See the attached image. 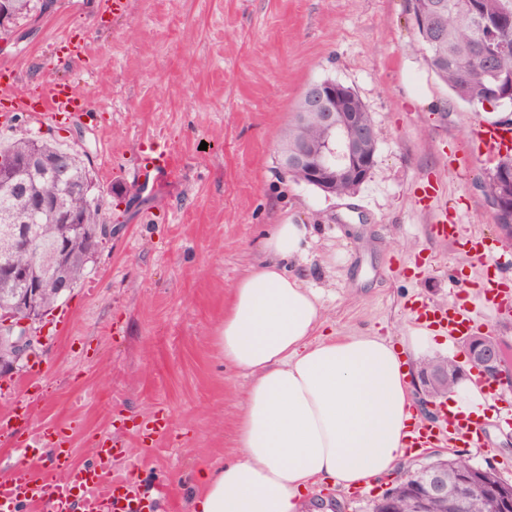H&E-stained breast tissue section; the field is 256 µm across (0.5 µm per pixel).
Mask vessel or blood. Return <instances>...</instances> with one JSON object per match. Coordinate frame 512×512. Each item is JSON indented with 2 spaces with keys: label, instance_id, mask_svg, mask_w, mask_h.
I'll list each match as a JSON object with an SVG mask.
<instances>
[{
  "label": "vessel or blood",
  "instance_id": "1",
  "mask_svg": "<svg viewBox=\"0 0 512 512\" xmlns=\"http://www.w3.org/2000/svg\"><path fill=\"white\" fill-rule=\"evenodd\" d=\"M18 75L11 65H0V108L6 112L28 114L36 123L57 124L69 121L88 111L85 98L67 81L50 80L37 92L23 93L15 84ZM477 137L491 148L512 147V128L505 130L492 124L476 128ZM172 155L153 146L141 169L144 182L150 183L171 175ZM437 182H426L417 203L431 214L432 235L442 241L458 239L459 230L448 220L447 207L438 205ZM418 322L438 326L448 336L464 335L470 329L472 313L462 304L432 306L426 303L415 308ZM44 376L29 373L23 387L28 403L0 412V441L19 448L25 463L13 466L0 475V512H20L22 507L48 506L50 512H154L155 500L144 492L130 476L112 474V460L130 455L123 440L106 437L94 449L95 463L74 465L67 426L47 422L31 427L33 399L42 392ZM411 448H430L443 442L462 439L469 447L479 448L483 439L467 419L448 417L438 409L431 422L413 423L408 434Z\"/></svg>",
  "mask_w": 512,
  "mask_h": 512
}]
</instances>
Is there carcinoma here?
Returning <instances> with one entry per match:
<instances>
[{
    "label": "carcinoma",
    "mask_w": 512,
    "mask_h": 512,
    "mask_svg": "<svg viewBox=\"0 0 512 512\" xmlns=\"http://www.w3.org/2000/svg\"><path fill=\"white\" fill-rule=\"evenodd\" d=\"M8 21L25 18L35 11L32 0H7ZM416 18L425 24L415 28L416 43L424 54L428 67L447 84L455 100L473 107L483 106L494 93L512 84V50L500 54L490 69L474 63L483 45L481 18L512 15V0H409ZM61 146L55 142L22 134L0 143V155L12 156L16 165L11 179L25 183L37 194L57 201L55 210L30 216L34 196L9 195L0 190V262L14 259L26 266L29 277L40 284L39 305L45 314L63 301L58 291L62 280L76 288L86 276L94 252L104 240L101 218L102 199L95 193L96 184L91 170L80 154L71 152V172L61 184H56L39 172L24 165L36 153L49 161L58 157ZM500 169H512V155L498 158L483 183L488 198H500L508 188L497 177ZM77 210L82 222L77 226L62 224L58 215ZM25 221L38 241L30 251L15 250L13 221ZM67 248L58 251L61 242ZM25 284L0 278V310L12 309L22 301Z\"/></svg>",
    "instance_id": "cac0c4a2"
}]
</instances>
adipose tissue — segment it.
Masks as SVG:
<instances>
[{"mask_svg":"<svg viewBox=\"0 0 512 512\" xmlns=\"http://www.w3.org/2000/svg\"><path fill=\"white\" fill-rule=\"evenodd\" d=\"M311 228L278 224L266 259L232 289L219 339L224 360L245 373L236 456L199 469L190 512H307L309 486L373 487L407 454L418 419L400 349L378 336L317 337L319 293L288 267Z\"/></svg>","mask_w":512,"mask_h":512,"instance_id":"adipose-tissue-1","label":"adipose tissue"}]
</instances>
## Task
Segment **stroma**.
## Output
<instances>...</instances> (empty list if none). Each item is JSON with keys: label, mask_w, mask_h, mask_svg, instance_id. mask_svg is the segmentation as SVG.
<instances>
[{"label": "stroma", "mask_w": 512, "mask_h": 512, "mask_svg": "<svg viewBox=\"0 0 512 512\" xmlns=\"http://www.w3.org/2000/svg\"><path fill=\"white\" fill-rule=\"evenodd\" d=\"M413 40L408 0H127L119 19L99 0H53L0 38L26 89L66 79L96 112L62 127L24 115L0 123L1 140L24 130L82 153L112 226L63 302L68 331L44 334L27 364L47 376L33 421L67 424L76 463L91 460L98 439L123 437L143 488L170 490L159 512H189L183 476L237 453L244 380L218 339L231 289L284 222L314 227L291 271L321 293L330 335L399 345L429 333L414 301H460L475 332L503 341L512 375V307L485 295L512 280V249L501 260L465 257L432 236L416 203L437 176L462 235L496 240L480 188L495 154L474 134L490 115L451 101ZM72 43L80 58H69ZM324 79L355 91L377 133L375 166L348 196L289 178L278 161L302 92ZM154 139L176 166L146 186L139 172ZM154 415L167 431L141 445L127 423ZM480 432L484 447L456 453L512 482V433L495 416ZM402 475L352 492L317 484L310 496L369 512Z\"/></svg>", "instance_id": "obj_1"}]
</instances>
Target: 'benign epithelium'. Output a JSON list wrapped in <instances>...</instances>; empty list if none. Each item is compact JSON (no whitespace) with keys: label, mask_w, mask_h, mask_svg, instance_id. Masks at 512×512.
<instances>
[{"label":"benign epithelium","mask_w":512,"mask_h":512,"mask_svg":"<svg viewBox=\"0 0 512 512\" xmlns=\"http://www.w3.org/2000/svg\"><path fill=\"white\" fill-rule=\"evenodd\" d=\"M511 26L512 22L508 20L488 26L489 52L485 53V57L506 48L501 32ZM296 116L297 125L301 128L315 119L328 134L341 129L344 132V150L336 156V163L333 164L329 161V155L335 153V149L330 143L303 140L297 133L286 137L280 144L279 154L283 168L289 175H300L308 183L325 190L335 186L339 178H349L359 183L366 180L375 165L376 152L370 150L371 141L377 139L375 126L352 110L350 98L341 94L337 82L324 80L309 84ZM1 276L25 280L27 269L9 260L0 264ZM38 295V286L30 285L25 296L27 316L20 320L11 311L0 313V322L10 328L9 341L19 361L28 359L41 345L39 331L34 329V323L39 321L42 314ZM462 347L471 367L483 371L492 380L499 375L504 361L500 341L470 338L462 340ZM419 381L426 394L434 397L437 388L448 387V371L421 372ZM451 472L453 480L450 481L448 471L424 465L405 476V489L414 501L415 512H429L433 501L445 504L448 512H466L468 503L476 496L490 505L491 512H512L511 483L504 480L493 484L482 483L481 468L469 462L453 466Z\"/></svg>","instance_id":"1"}]
</instances>
